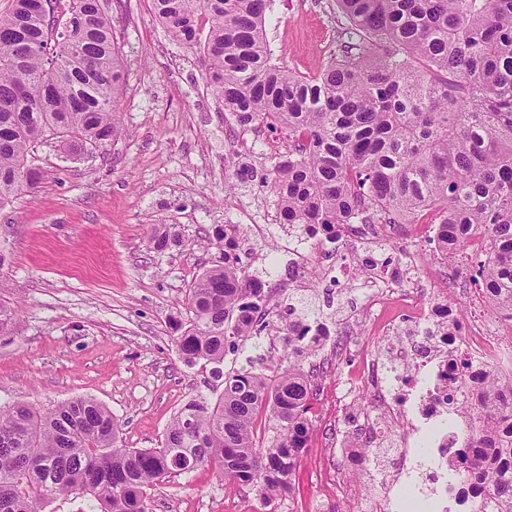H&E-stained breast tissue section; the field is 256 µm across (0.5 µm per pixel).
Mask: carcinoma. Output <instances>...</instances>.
Here are the masks:
<instances>
[{"instance_id": "cac0c4a2", "label": "carcinoma", "mask_w": 512, "mask_h": 512, "mask_svg": "<svg viewBox=\"0 0 512 512\" xmlns=\"http://www.w3.org/2000/svg\"><path fill=\"white\" fill-rule=\"evenodd\" d=\"M27 0L0 11V204L35 188L37 147L100 149L123 134L124 72L103 0ZM169 35L203 45L211 87L242 125L288 136L271 170L280 220L419 224L433 214L451 261L470 234L482 296L512 321V0H336L348 20L339 57L310 76L272 63L268 0H151ZM72 19L56 28L59 6ZM263 283L236 253L202 272L177 345L190 365L224 362L227 343L262 330ZM287 366L224 374V391L173 417L159 448L117 447L111 411L88 397L0 407V512H43L44 496L88 497L98 512H149L146 488L199 466L265 501L289 496L312 431L313 371L290 321ZM467 406L496 512H512V384ZM271 435L255 438L258 411Z\"/></svg>"}]
</instances>
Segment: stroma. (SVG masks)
Instances as JSON below:
<instances>
[{"label":"stroma","instance_id":"obj_1","mask_svg":"<svg viewBox=\"0 0 512 512\" xmlns=\"http://www.w3.org/2000/svg\"><path fill=\"white\" fill-rule=\"evenodd\" d=\"M109 5L126 72L123 137L91 155L41 147L38 187L0 205V305L16 311L11 333L0 336V406L91 397L112 412L123 447H160L180 407L224 388L211 366L183 361L177 338L193 283L224 262L213 230L232 224L247 273L268 293L270 327L226 351L222 371L278 364L288 351V308L298 301H307L312 323L364 313L351 332L305 356L316 373L313 431L289 503L290 512H369L366 499L339 497L353 472L336 446L356 440L375 409L371 385L355 381L380 334L364 312V252L352 244L338 252L346 271L339 283L296 276L284 246L294 229L280 222L267 181L288 151L286 135L239 124L208 84L202 50L173 41L150 0ZM346 27L335 0H271L265 18L274 59L306 75L339 56ZM158 224L173 226L179 244L154 250ZM254 224L270 230L252 234ZM431 251L408 234L390 245L389 261L418 255L424 287L444 290ZM444 292L461 323L498 325L476 285ZM147 502L150 512H280L256 487L226 483L206 467L153 484Z\"/></svg>","mask_w":512,"mask_h":512}]
</instances>
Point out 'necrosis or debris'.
Instances as JSON below:
<instances>
[{
    "label": "necrosis or debris",
    "mask_w": 512,
    "mask_h": 512,
    "mask_svg": "<svg viewBox=\"0 0 512 512\" xmlns=\"http://www.w3.org/2000/svg\"><path fill=\"white\" fill-rule=\"evenodd\" d=\"M400 230L397 224L342 227V241L359 244L372 256L367 287L380 295L400 297L408 322L428 340L420 353H411L398 342L401 325L384 324L383 350L366 361L368 381L376 392V418L363 422L362 440L351 443L347 459L358 464L366 447L391 451L402 465L417 460L423 501L436 512H445L446 502L463 506L484 499V484L474 474L476 454L469 449V428L464 417L449 414L448 401L463 399L484 385L489 371L504 378L512 376V350L482 325L458 329L444 300L422 288L413 259L392 270L383 246ZM406 407L419 422L431 423L426 441H418L414 430L398 434L389 427V420ZM402 465L393 469L381 490L373 492V512H391L394 492L402 483Z\"/></svg>",
    "instance_id": "4bbe7bcc"
}]
</instances>
